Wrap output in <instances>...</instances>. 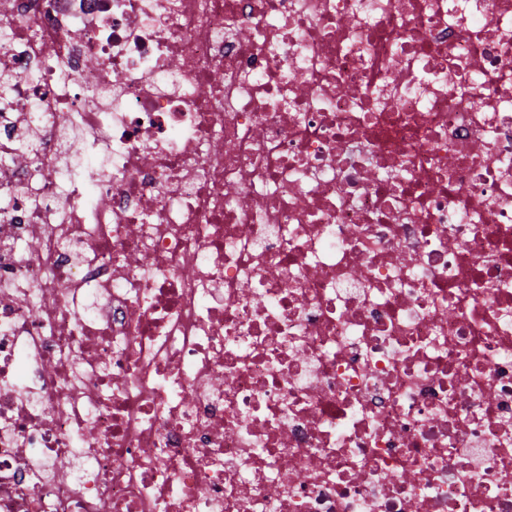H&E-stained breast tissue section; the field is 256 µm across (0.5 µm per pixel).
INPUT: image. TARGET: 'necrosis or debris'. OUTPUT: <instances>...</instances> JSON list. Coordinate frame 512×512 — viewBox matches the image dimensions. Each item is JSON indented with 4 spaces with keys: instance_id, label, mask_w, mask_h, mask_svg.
Instances as JSON below:
<instances>
[{
    "instance_id": "4bbe7bcc",
    "label": "necrosis or debris",
    "mask_w": 512,
    "mask_h": 512,
    "mask_svg": "<svg viewBox=\"0 0 512 512\" xmlns=\"http://www.w3.org/2000/svg\"><path fill=\"white\" fill-rule=\"evenodd\" d=\"M0 512H512V0H0Z\"/></svg>"
}]
</instances>
